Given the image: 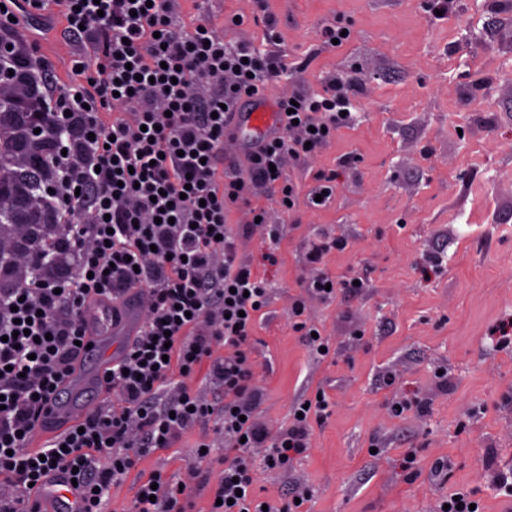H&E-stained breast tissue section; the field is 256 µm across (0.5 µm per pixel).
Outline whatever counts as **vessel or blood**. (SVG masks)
<instances>
[{"label":"vessel or blood","instance_id":"vessel-or-blood-1","mask_svg":"<svg viewBox=\"0 0 512 512\" xmlns=\"http://www.w3.org/2000/svg\"><path fill=\"white\" fill-rule=\"evenodd\" d=\"M277 131L276 115L263 102L248 111L235 113L231 125L232 135L249 146L257 145ZM139 314V306L124 303L116 309L108 301L92 305L83 312L82 324L90 344L86 354L98 358L102 368L91 375L83 372L70 374L65 381L69 392L75 395L103 385L104 371L111 367L116 356L115 350L108 343L109 336L115 333H135L139 326ZM79 413V405L74 400L61 399L51 403L39 419V438H46L73 423ZM81 507V501L65 479L63 471L49 472L34 504L36 512H80Z\"/></svg>","mask_w":512,"mask_h":512}]
</instances>
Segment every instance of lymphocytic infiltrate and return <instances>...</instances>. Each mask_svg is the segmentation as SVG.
<instances>
[{
	"label": "lymphocytic infiltrate",
	"instance_id": "obj_1",
	"mask_svg": "<svg viewBox=\"0 0 512 512\" xmlns=\"http://www.w3.org/2000/svg\"><path fill=\"white\" fill-rule=\"evenodd\" d=\"M53 2L0 0V46L9 48L0 68L27 65V124L66 133L29 167L38 214L58 231L27 230L15 242L23 257L41 260V272L19 284L0 269V476L22 490L0 497V512H29L56 467L76 480L84 512H103L141 457L213 418L232 446L210 512H306L304 494L262 502L249 451L267 447L265 469L287 472L333 405L295 404L274 436L259 422L249 350L271 288L240 258L227 218L249 205L250 186H275L282 200L296 201L286 168L354 124L351 84L333 79L317 94L278 97L279 134L247 150L244 174L231 173L224 139L232 116L279 76L277 56L218 37L234 19L219 23L203 11L185 20L176 0H61L60 36L85 50L72 62L80 82L63 88L22 35ZM345 247L341 238L309 242L316 274L308 286L322 298L344 286L319 268ZM132 291L142 300L141 324L106 377L112 400L31 449L44 403L60 396L81 355L83 309ZM203 369L210 399L186 386ZM189 506L185 490L157 471L140 482L133 512Z\"/></svg>",
	"mask_w": 512,
	"mask_h": 512
}]
</instances>
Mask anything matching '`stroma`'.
<instances>
[{
  "instance_id": "obj_1",
  "label": "stroma",
  "mask_w": 512,
  "mask_h": 512,
  "mask_svg": "<svg viewBox=\"0 0 512 512\" xmlns=\"http://www.w3.org/2000/svg\"><path fill=\"white\" fill-rule=\"evenodd\" d=\"M185 18L203 9L244 15L225 39L278 52L291 69L268 94L322 91L334 77L354 87L355 125L316 155L288 167L300 199L283 208L274 188L254 190L264 225L238 240L240 256L273 286L251 341L258 417L276 434L290 407L324 392L332 416L314 425L288 473L250 453L260 499L308 493L309 512H440L443 496L471 493L480 512H512L494 477L512 471V345L494 329L512 320V0H267L274 32L252 23L254 0H179ZM29 39L60 84L78 78L74 50L57 31ZM345 28L341 45H321L324 26ZM305 62L302 71L294 65ZM335 175L331 204L306 202L317 174ZM342 237L322 273L360 277L365 288L323 300L306 289L317 235ZM275 251L276 264L264 262ZM332 344L316 359L294 326L291 306ZM405 404L396 414L397 404ZM213 443L211 458L196 446ZM417 451L412 472L401 468ZM224 455L216 422L142 458L112 489L106 512H131L139 483L154 471L186 483L191 512H208ZM450 463L448 482L434 474Z\"/></svg>"
}]
</instances>
